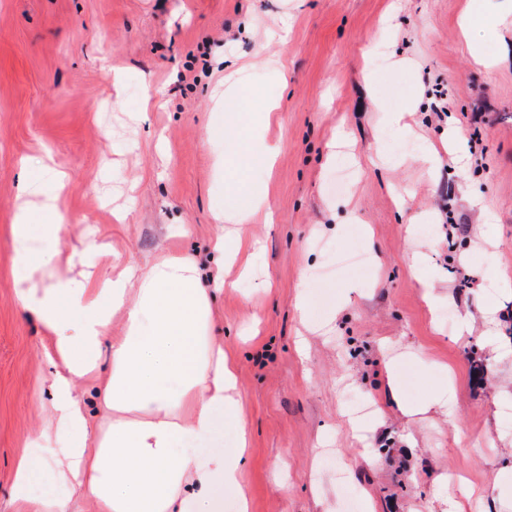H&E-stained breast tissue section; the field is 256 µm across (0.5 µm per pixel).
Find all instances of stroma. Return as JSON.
Here are the masks:
<instances>
[{
	"label": "stroma",
	"mask_w": 512,
	"mask_h": 512,
	"mask_svg": "<svg viewBox=\"0 0 512 512\" xmlns=\"http://www.w3.org/2000/svg\"><path fill=\"white\" fill-rule=\"evenodd\" d=\"M231 75L243 117L278 105L273 166L234 177L212 100ZM47 155L57 264H96L92 234L122 266L169 253L231 280L211 320L249 512H512V0H0V512L49 407L11 244ZM240 182L272 219L225 268L215 215Z\"/></svg>",
	"instance_id": "stroma-1"
}]
</instances>
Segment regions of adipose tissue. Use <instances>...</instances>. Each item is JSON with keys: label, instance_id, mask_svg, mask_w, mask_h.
<instances>
[{"label": "adipose tissue", "instance_id": "adipose-tissue-1", "mask_svg": "<svg viewBox=\"0 0 512 512\" xmlns=\"http://www.w3.org/2000/svg\"><path fill=\"white\" fill-rule=\"evenodd\" d=\"M55 214L56 197L25 179L11 228L15 263L32 270L34 211ZM223 280L203 279L193 259L163 257L116 275L49 270L21 288L24 310L50 333L54 354L43 382L51 428L18 461L12 498L24 512H74L71 497L32 496L43 469L95 512H214L225 494L245 501L241 446L223 449L225 430L243 435L239 393L211 326ZM124 312L119 335L112 317ZM110 361L101 365L102 346ZM89 382L87 404L77 382Z\"/></svg>", "mask_w": 512, "mask_h": 512}]
</instances>
